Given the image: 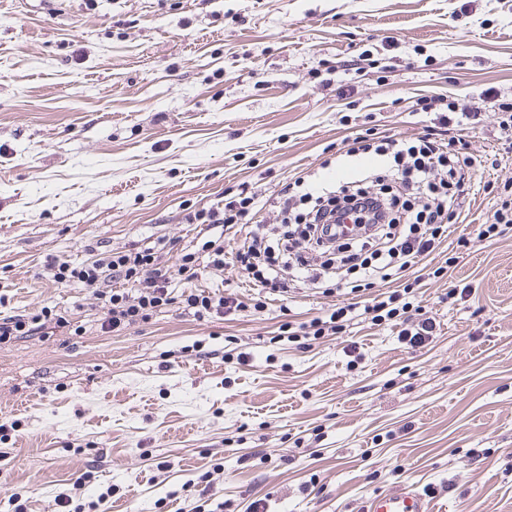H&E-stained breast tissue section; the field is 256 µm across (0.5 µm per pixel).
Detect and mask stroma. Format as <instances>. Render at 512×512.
<instances>
[{
    "label": "stroma",
    "instance_id": "35a3bbf8",
    "mask_svg": "<svg viewBox=\"0 0 512 512\" xmlns=\"http://www.w3.org/2000/svg\"><path fill=\"white\" fill-rule=\"evenodd\" d=\"M490 89L512 97V0H65L57 15L0 0V318L50 306L83 328L0 344V484L25 512H62L70 489L96 512H365L402 484L433 491V512H512L511 229H449L430 265L456 262L420 293L436 336L416 350L367 322L280 340L342 302L312 285L230 321L177 299L103 333L93 287L45 267L167 242L168 265L198 267L175 292L256 296L201 250L217 239L233 257L238 237L185 215L243 188L267 199L299 172L375 168L342 140L421 135L423 95L477 113L458 148L502 159L464 204L485 223L484 183L512 180ZM230 350L253 360L225 363Z\"/></svg>",
    "mask_w": 512,
    "mask_h": 512
}]
</instances>
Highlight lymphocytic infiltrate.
<instances>
[{
	"mask_svg": "<svg viewBox=\"0 0 512 512\" xmlns=\"http://www.w3.org/2000/svg\"><path fill=\"white\" fill-rule=\"evenodd\" d=\"M342 152L347 157L372 154L380 158L381 165L374 177L361 173L348 181H311L298 175L263 203L244 190L224 203L195 211L188 221L220 224L225 231L241 235L234 263L265 293L281 296L291 286L326 280L337 293L348 296V303L332 312L289 327V338L317 340L335 335L362 317L376 326L398 327L397 339L406 346L425 347L433 339L436 323L430 317L405 321L404 315L416 297L415 289L405 281L440 248L449 225L463 232L472 229L463 204L482 161L461 154L452 141L430 132L407 138L379 131L370 138L345 140ZM264 207L298 225V233L269 237L257 218ZM344 210L354 212L360 231L334 238L328 245L322 243L320 225L335 223L337 214ZM509 228L512 200L504 198L497 203L490 223L472 230L479 238L493 240ZM50 267L54 281L60 284L93 285L103 274H110L114 286L100 320L105 333L140 325L171 304L172 272H179L188 281L197 275L193 256H183L178 270L173 271L150 247L110 252L78 266L54 261ZM362 281L384 282L389 289L365 304L351 302V294L358 292ZM183 302L199 319L265 308L259 299L249 304L232 295L215 298L193 291L185 293ZM72 328L66 316L45 307L35 314L1 318L0 344L20 336Z\"/></svg>",
	"mask_w": 512,
	"mask_h": 512,
	"instance_id": "obj_1",
	"label": "lymphocytic infiltrate"
}]
</instances>
